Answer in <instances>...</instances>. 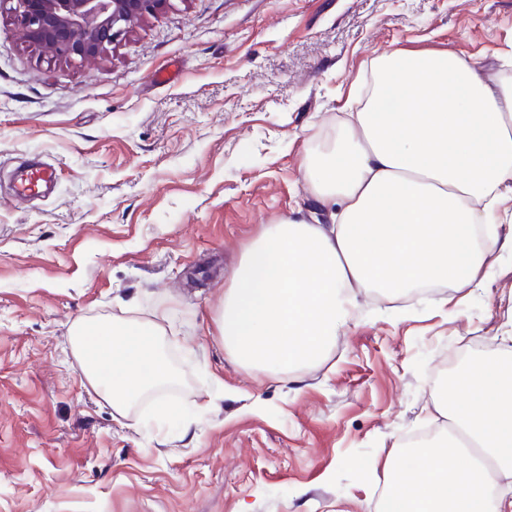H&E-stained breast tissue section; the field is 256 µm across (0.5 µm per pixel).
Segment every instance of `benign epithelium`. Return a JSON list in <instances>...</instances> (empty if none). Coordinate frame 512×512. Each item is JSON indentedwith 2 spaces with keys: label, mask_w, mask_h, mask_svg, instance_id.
<instances>
[{
  "label": "benign epithelium",
  "mask_w": 512,
  "mask_h": 512,
  "mask_svg": "<svg viewBox=\"0 0 512 512\" xmlns=\"http://www.w3.org/2000/svg\"><path fill=\"white\" fill-rule=\"evenodd\" d=\"M16 32L54 59L96 61L169 0H11Z\"/></svg>",
  "instance_id": "1"
}]
</instances>
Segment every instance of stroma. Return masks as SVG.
<instances>
[{
  "instance_id": "1",
  "label": "stroma",
  "mask_w": 512,
  "mask_h": 512,
  "mask_svg": "<svg viewBox=\"0 0 512 512\" xmlns=\"http://www.w3.org/2000/svg\"><path fill=\"white\" fill-rule=\"evenodd\" d=\"M395 48L511 84L512 0H168L98 63L44 55L0 9V512H376L438 378L503 353L512 249L478 288L362 296L286 379L212 330L263 225L326 223L301 165ZM37 160L55 189L16 202ZM134 309L167 311L176 379L118 418L70 334Z\"/></svg>"
}]
</instances>
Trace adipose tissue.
<instances>
[{
	"label": "adipose tissue",
	"instance_id": "obj_1",
	"mask_svg": "<svg viewBox=\"0 0 512 512\" xmlns=\"http://www.w3.org/2000/svg\"><path fill=\"white\" fill-rule=\"evenodd\" d=\"M302 178L330 223L264 225L214 319L229 354L264 374L318 366L358 292L479 286L502 247L488 227L512 183V85L465 57L390 51L363 108ZM164 319L73 326L83 375L117 415L172 377Z\"/></svg>",
	"mask_w": 512,
	"mask_h": 512
}]
</instances>
